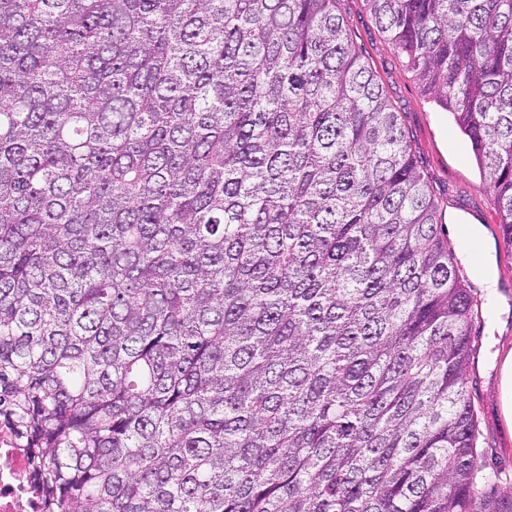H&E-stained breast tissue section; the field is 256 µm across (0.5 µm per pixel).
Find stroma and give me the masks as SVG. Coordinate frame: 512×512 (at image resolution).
<instances>
[{"instance_id": "35a3bbf8", "label": "stroma", "mask_w": 512, "mask_h": 512, "mask_svg": "<svg viewBox=\"0 0 512 512\" xmlns=\"http://www.w3.org/2000/svg\"><path fill=\"white\" fill-rule=\"evenodd\" d=\"M339 13L365 58L378 72L384 93L398 112L424 179L444 216L448 241L464 268H471L464 229L480 234V252L495 288L472 277L471 283L491 302L479 332V351L466 376L478 408L480 444L493 460L512 471V417L501 401V366L512 352V253L498 230L486 177L480 174L470 145L450 113L439 108L410 71L405 58L375 24L365 0H339Z\"/></svg>"}]
</instances>
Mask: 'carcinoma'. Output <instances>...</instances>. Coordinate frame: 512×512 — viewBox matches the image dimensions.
<instances>
[{
	"label": "carcinoma",
	"instance_id": "carcinoma-1",
	"mask_svg": "<svg viewBox=\"0 0 512 512\" xmlns=\"http://www.w3.org/2000/svg\"><path fill=\"white\" fill-rule=\"evenodd\" d=\"M338 0H0V423L46 512H512L482 303ZM512 249V0H366Z\"/></svg>",
	"mask_w": 512,
	"mask_h": 512
}]
</instances>
